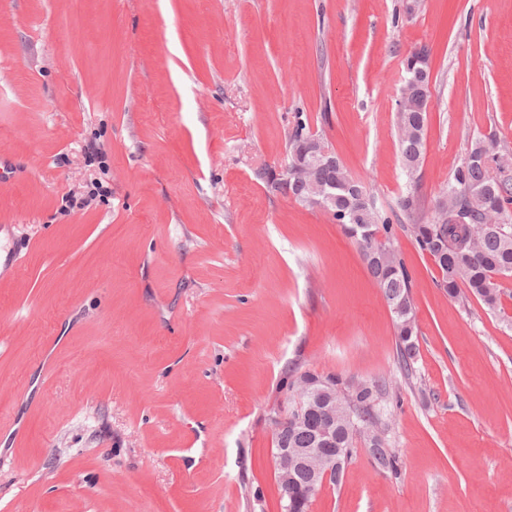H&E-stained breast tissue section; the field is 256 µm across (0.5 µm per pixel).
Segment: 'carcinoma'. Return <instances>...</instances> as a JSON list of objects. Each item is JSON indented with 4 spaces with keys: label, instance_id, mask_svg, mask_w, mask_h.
<instances>
[{
    "label": "carcinoma",
    "instance_id": "1",
    "mask_svg": "<svg viewBox=\"0 0 512 512\" xmlns=\"http://www.w3.org/2000/svg\"><path fill=\"white\" fill-rule=\"evenodd\" d=\"M410 62L409 57L404 61L407 77L400 97L406 111L395 113V124L402 163L412 177L424 160L428 119L422 120L419 113L412 111ZM310 138L312 135L299 126L288 142L286 174L297 173L302 181L293 188L295 200L314 206L321 197L336 196L331 215L359 244L370 275L395 315L400 365L410 373L417 335L411 277L396 247L392 225L380 216L362 180L344 165L328 172H301L295 167L292 152L296 142ZM437 207L432 219H415L407 225V231L437 265L438 286L452 298L471 296L490 311L500 309L503 282L512 279V153H494L484 141L474 140L441 192ZM387 386L384 380L347 385L336 378V399H341L345 391L348 402L339 410L335 423H329L330 403L323 399L300 425L284 428L282 444L287 448H317L319 432L327 428L333 439L332 447L345 448L347 455H352L357 444L365 441L364 433L354 425L373 432L386 431L378 400L387 392ZM369 457L378 471L397 470L398 456L387 443ZM280 490L288 512H308L313 493L307 472L297 473L293 488L282 486Z\"/></svg>",
    "mask_w": 512,
    "mask_h": 512
}]
</instances>
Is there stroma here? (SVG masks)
<instances>
[{
	"label": "stroma",
	"instance_id": "stroma-1",
	"mask_svg": "<svg viewBox=\"0 0 512 512\" xmlns=\"http://www.w3.org/2000/svg\"><path fill=\"white\" fill-rule=\"evenodd\" d=\"M299 125L393 226L412 375L356 241L273 186ZM476 137L512 152V0H0V512H280L269 414L308 369L387 379L399 456L311 512H512V299L449 297L397 205L431 219ZM419 113H395L399 151L403 166L410 177H413L421 167L425 156V132L428 118H424L421 122Z\"/></svg>",
	"mask_w": 512,
	"mask_h": 512
}]
</instances>
